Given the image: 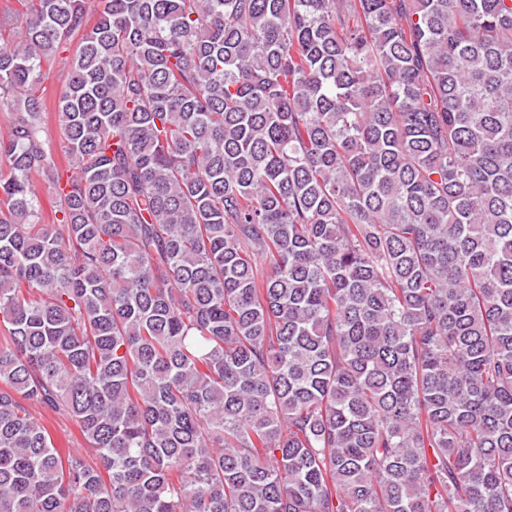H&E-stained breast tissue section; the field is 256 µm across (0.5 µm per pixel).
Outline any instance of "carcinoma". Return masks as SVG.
Returning <instances> with one entry per match:
<instances>
[{"label":"carcinoma","mask_w":512,"mask_h":512,"mask_svg":"<svg viewBox=\"0 0 512 512\" xmlns=\"http://www.w3.org/2000/svg\"><path fill=\"white\" fill-rule=\"evenodd\" d=\"M98 2L0 45V512H512V0ZM68 52H60L55 56H52L47 62H44V69L51 70L54 78L51 83H45L43 87H46L44 92L45 96L55 103L60 95L61 89L65 82V70H63L64 58L68 56ZM31 411L55 437L61 439L70 448H86L79 428L73 420L47 412L40 407H33Z\"/></svg>","instance_id":"obj_1"}]
</instances>
